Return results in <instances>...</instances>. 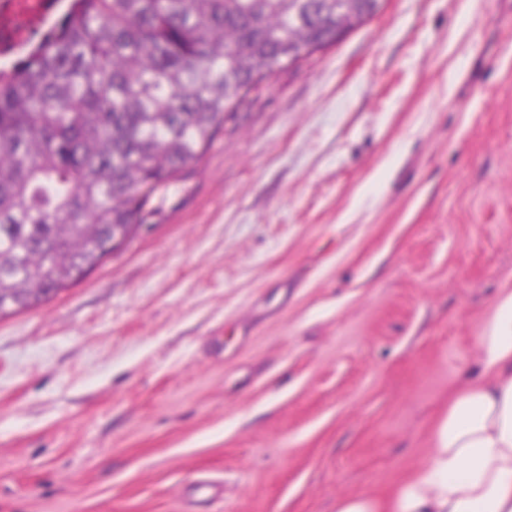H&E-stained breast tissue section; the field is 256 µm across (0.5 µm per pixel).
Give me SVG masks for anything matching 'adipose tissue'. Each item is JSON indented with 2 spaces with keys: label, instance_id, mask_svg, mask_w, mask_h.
<instances>
[{
  "label": "adipose tissue",
  "instance_id": "obj_1",
  "mask_svg": "<svg viewBox=\"0 0 512 512\" xmlns=\"http://www.w3.org/2000/svg\"><path fill=\"white\" fill-rule=\"evenodd\" d=\"M478 364L431 435L423 466L386 503L346 497L336 512H512V291L477 338Z\"/></svg>",
  "mask_w": 512,
  "mask_h": 512
}]
</instances>
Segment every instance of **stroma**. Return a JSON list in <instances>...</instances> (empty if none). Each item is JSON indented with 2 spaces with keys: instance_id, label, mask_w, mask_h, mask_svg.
<instances>
[{
  "instance_id": "1",
  "label": "stroma",
  "mask_w": 512,
  "mask_h": 512,
  "mask_svg": "<svg viewBox=\"0 0 512 512\" xmlns=\"http://www.w3.org/2000/svg\"><path fill=\"white\" fill-rule=\"evenodd\" d=\"M149 209L0 319V512L386 498L512 290V0H386Z\"/></svg>"
}]
</instances>
